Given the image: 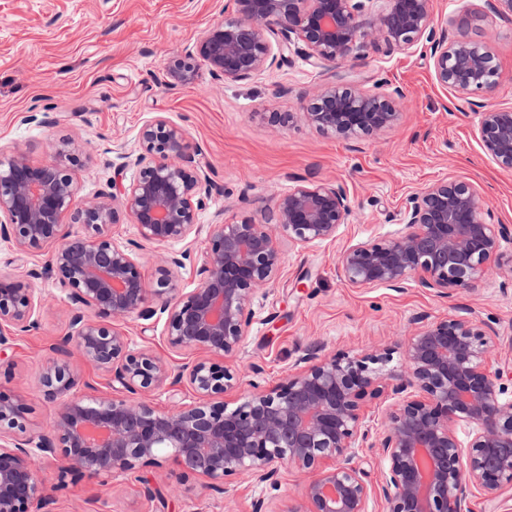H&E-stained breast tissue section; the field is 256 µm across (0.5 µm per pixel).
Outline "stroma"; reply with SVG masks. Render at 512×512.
Here are the masks:
<instances>
[{
  "mask_svg": "<svg viewBox=\"0 0 512 512\" xmlns=\"http://www.w3.org/2000/svg\"><path fill=\"white\" fill-rule=\"evenodd\" d=\"M229 0H0V146H16L35 163L52 145L70 141L89 155L76 167L81 198L112 189L114 178L130 183L134 170L116 174V148L137 147L143 125L156 115L186 129L201 153L198 160L221 185L200 215L209 224L244 219L265 223L273 198L298 184L340 182L351 213L335 239L294 246L281 239L285 263L274 282L252 300L253 319L238 350L228 357L245 378L227 393L248 395L250 380L273 386L304 354L376 355L374 370H400L403 350L417 317H474L496 333L490 362L512 368V238L505 258L474 289L443 298L415 279L355 288L342 278L339 257L350 245L386 239L404 228L411 194L456 178L481 192L495 224L512 226V170L483 151L476 125L483 95L457 99L434 73L427 42L405 52L367 49L353 65L311 67L299 57L250 80L214 82L207 70L177 89L165 85L168 58L193 48L199 33L232 18ZM439 30L456 36L450 18L467 15L469 38L483 44L500 73L493 100L512 104V20L495 14L486 0H434ZM346 74L372 93L400 91L397 123L378 136L343 139L303 122L273 130L274 112L309 106L318 86ZM34 112L55 116L54 126L30 123ZM45 253L19 254L0 240V273L19 278L42 270L32 286L42 296L38 325L11 336L0 347V390L25 400L20 436L40 434L52 421L58 400L48 398L41 374L52 361L50 346L71 331L67 306L53 274L44 272ZM166 317L134 318L126 331L133 348L152 350L172 366L195 360L171 349ZM40 477L50 512H248L253 499L267 512H297L304 475L284 467L278 486L227 478L223 493L200 480L179 479L172 462L108 481L80 475L59 479L44 462ZM162 492L145 501L142 483Z\"/></svg>",
  "mask_w": 512,
  "mask_h": 512,
  "instance_id": "stroma-1",
  "label": "stroma"
}]
</instances>
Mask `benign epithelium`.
I'll list each match as a JSON object with an SVG mask.
<instances>
[{
  "mask_svg": "<svg viewBox=\"0 0 512 512\" xmlns=\"http://www.w3.org/2000/svg\"><path fill=\"white\" fill-rule=\"evenodd\" d=\"M235 17L203 31L195 49L171 58L166 86L193 82L197 64L224 83L249 79L294 51L314 68L361 58L383 43L405 52L424 38L437 81L460 100L492 95L500 74L483 46L437 35L432 0H231ZM278 37L274 54L264 31ZM395 102L356 86L324 85L303 112H275L285 127L297 119L344 139L376 135L394 125ZM478 135L485 153L512 170V105L488 104ZM199 148L162 115L147 123L140 147L116 152V171L136 170L125 186L92 200L78 196L71 167L80 157L61 145L54 157L31 162L0 147V238L22 254L51 249V268L66 293L73 332L54 347H72L95 362L126 396L79 393L63 363L43 370L46 395L60 397L49 431L19 438L0 431V512H33L48 500L37 470L59 458V476L89 474L106 480L143 467H160L158 449L170 451L179 476L208 480L221 491L230 476L276 486L283 467L311 474L302 512H367L366 473L357 449L377 448L387 464L386 512H469L470 490L493 503L512 491V372L489 366L494 332L483 321L445 317L419 327L404 350V366L382 377L366 361L346 355L302 357L304 366L281 383L253 391L229 407L224 395L240 381L227 366L201 359L180 370L147 350H135L123 329L130 319L154 315L161 301L165 336L179 350L226 358L240 346L252 318L251 301L284 263L286 235L304 246L336 237L351 208L337 182L298 184L273 199L266 223L243 220L202 224L199 215L220 191L196 160ZM478 191L460 180L434 183L408 199L399 235L344 250L339 265L353 287L396 285L415 278L449 298L470 290L502 259L508 227L487 222ZM70 216L81 230L63 223ZM127 216L141 242L172 245L205 236L198 284L178 288L185 252L161 257L154 283L146 281L133 250L116 242L111 226ZM0 274V345L6 332L37 325L38 296L31 280ZM191 385L193 405L160 411L132 396ZM397 397L381 430L366 424V399L384 390ZM22 399L0 392V425L24 417ZM472 428L462 443L457 428Z\"/></svg>",
  "mask_w": 512,
  "mask_h": 512,
  "instance_id": "benign-epithelium-1",
  "label": "benign epithelium"
}]
</instances>
